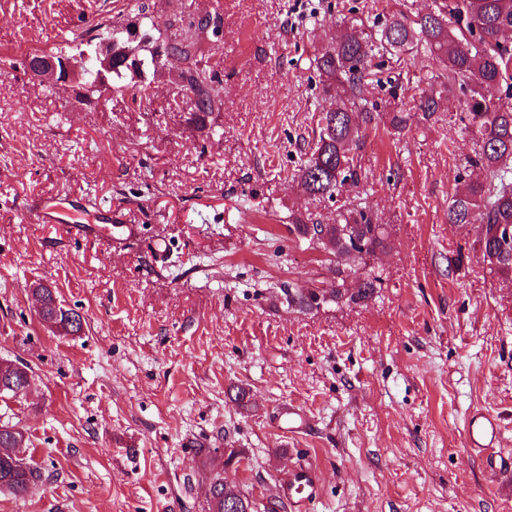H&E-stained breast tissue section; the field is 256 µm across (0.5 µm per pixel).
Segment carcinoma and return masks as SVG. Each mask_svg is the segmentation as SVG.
I'll use <instances>...</instances> for the list:
<instances>
[{
  "instance_id": "carcinoma-1",
  "label": "carcinoma",
  "mask_w": 512,
  "mask_h": 512,
  "mask_svg": "<svg viewBox=\"0 0 512 512\" xmlns=\"http://www.w3.org/2000/svg\"><path fill=\"white\" fill-rule=\"evenodd\" d=\"M96 39L112 41L113 82L142 79L160 61L179 65L184 91L192 94L198 114L206 115L218 108L220 81L217 75L200 69L193 63V37L173 41L168 54L158 58L150 48L152 37L145 32L125 30L121 36L110 24H98ZM512 31V0H440L437 9L410 19L394 16L374 35L363 38L346 34L326 46L315 58L320 77L342 88L346 100L336 109L319 112V140L311 148L310 157L298 169L301 188L308 195L332 199L347 182L356 179L351 155L359 138L360 125L372 120L367 100L360 90L367 77L368 62L375 53L383 51L397 55L407 50H423L432 62L441 65L452 83L461 78L470 86L465 101L468 126L476 129L481 149L468 159L469 166L480 170L483 178L466 182L456 190L448 205V223L478 224L479 242L484 259L495 262L499 272L512 276V244L500 227L512 226V105L486 94L490 88L505 87V96L512 95V47L502 43L498 35ZM415 107L427 115L438 111L441 92L431 91L411 95ZM293 232L312 241L327 235L336 257V275L361 261L363 252L387 246L381 226L363 210L342 216V223L305 224L298 221ZM38 314L52 317L64 306L55 289L40 285L34 289ZM28 377V367L0 360V392L15 396L10 383ZM5 441L22 456L6 461L0 458V484L19 496L40 477L39 469L24 457L29 437L14 425H0V442Z\"/></svg>"
}]
</instances>
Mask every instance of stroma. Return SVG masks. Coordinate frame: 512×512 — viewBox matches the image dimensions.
<instances>
[{
    "label": "stroma",
    "instance_id": "stroma-1",
    "mask_svg": "<svg viewBox=\"0 0 512 512\" xmlns=\"http://www.w3.org/2000/svg\"><path fill=\"white\" fill-rule=\"evenodd\" d=\"M433 6L0 0V359L32 375L26 397L0 398V424L26 432L41 472L26 495L0 490V512H213L216 477L254 512H292L276 485L307 461L322 473L310 512H512V475L463 439L470 411L489 410L512 456V280L484 260L475 225L448 221L478 147L465 85L442 87L417 52L375 55L385 75L442 88L440 110L410 109L397 130L398 97L368 86L357 182L328 201L293 179L319 110L336 105L317 52ZM205 15L219 34L197 36L196 61L223 105L202 118L174 64L148 71L142 97L112 88L91 108L23 67L101 21L171 42ZM46 200L137 231L106 242L31 222ZM361 207L388 235L349 277L376 276L373 296L288 305L334 279L333 255L296 220ZM41 283L80 313L81 335L40 320ZM291 402L312 420L300 435L274 421Z\"/></svg>",
    "mask_w": 512,
    "mask_h": 512
}]
</instances>
